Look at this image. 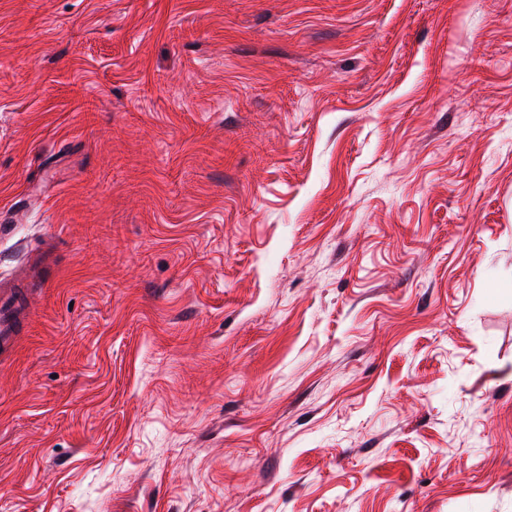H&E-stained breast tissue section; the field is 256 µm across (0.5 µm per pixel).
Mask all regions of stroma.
Here are the masks:
<instances>
[{
  "instance_id": "stroma-1",
  "label": "stroma",
  "mask_w": 512,
  "mask_h": 512,
  "mask_svg": "<svg viewBox=\"0 0 512 512\" xmlns=\"http://www.w3.org/2000/svg\"><path fill=\"white\" fill-rule=\"evenodd\" d=\"M1 224L0 512H512V0H0ZM31 288L24 283L1 277L0 280V361L14 355L18 337L29 312Z\"/></svg>"
}]
</instances>
